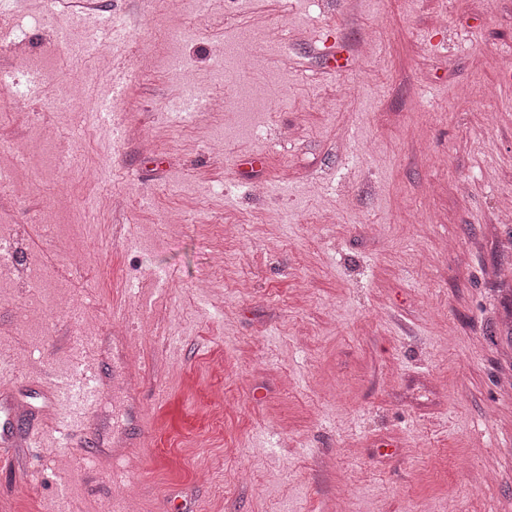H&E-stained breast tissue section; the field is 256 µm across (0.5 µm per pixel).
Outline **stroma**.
Listing matches in <instances>:
<instances>
[{
  "mask_svg": "<svg viewBox=\"0 0 512 512\" xmlns=\"http://www.w3.org/2000/svg\"><path fill=\"white\" fill-rule=\"evenodd\" d=\"M55 25L42 0H0V69L20 55L54 68L0 106V141L47 171L0 186L17 263L0 278V393L33 410L5 451L0 512H512V0H209L179 15L112 0L69 42ZM175 26L193 40L170 43ZM106 27L110 55L74 54ZM252 31L263 66L216 81L214 48ZM178 52L192 62L174 73ZM139 55L156 67L128 76L121 140L98 115L47 109L61 83L98 99ZM186 87L207 97L189 123L172 109ZM38 122L58 128L53 147ZM58 153L69 166L49 170ZM57 283L75 311L51 308ZM34 296L47 308L30 323ZM86 337L106 386L46 423L40 378L79 375ZM84 413L88 454L70 430Z\"/></svg>",
  "mask_w": 512,
  "mask_h": 512,
  "instance_id": "1",
  "label": "stroma"
}]
</instances>
